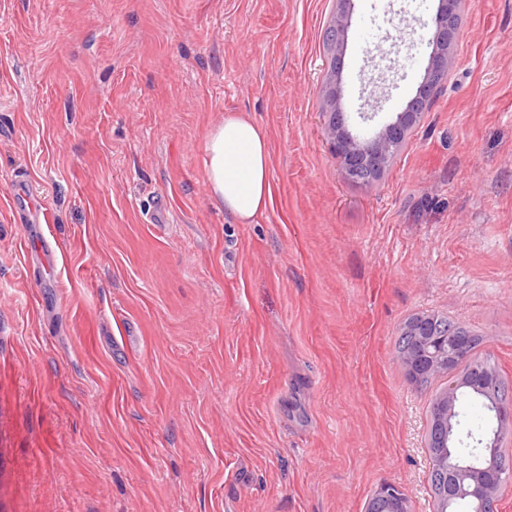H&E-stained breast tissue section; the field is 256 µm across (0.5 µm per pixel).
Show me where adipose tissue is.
<instances>
[{
    "instance_id": "adipose-tissue-1",
    "label": "adipose tissue",
    "mask_w": 512,
    "mask_h": 512,
    "mask_svg": "<svg viewBox=\"0 0 512 512\" xmlns=\"http://www.w3.org/2000/svg\"><path fill=\"white\" fill-rule=\"evenodd\" d=\"M206 178L213 198L239 224L254 223L273 203L271 155L264 130L230 112L206 137Z\"/></svg>"
}]
</instances>
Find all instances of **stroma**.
I'll use <instances>...</instances> for the list:
<instances>
[{
    "instance_id": "1",
    "label": "stroma",
    "mask_w": 512,
    "mask_h": 512,
    "mask_svg": "<svg viewBox=\"0 0 512 512\" xmlns=\"http://www.w3.org/2000/svg\"><path fill=\"white\" fill-rule=\"evenodd\" d=\"M437 7L351 0L352 133L415 94ZM339 8L0 0V512H365L384 483L435 512L431 402L460 373L416 385L395 342L448 318L512 383V0H468L454 65L370 186L325 134ZM228 112L270 144L253 224L206 179ZM19 180L51 223L14 222Z\"/></svg>"
}]
</instances>
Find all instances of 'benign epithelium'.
I'll list each match as a JSON object with an SVG mask.
<instances>
[{"label":"benign epithelium","mask_w":512,"mask_h":512,"mask_svg":"<svg viewBox=\"0 0 512 512\" xmlns=\"http://www.w3.org/2000/svg\"><path fill=\"white\" fill-rule=\"evenodd\" d=\"M466 0H440L439 10L432 20V36L429 42L433 46L429 66L424 82L417 94L409 99L396 119L387 124L370 139H362L353 135L343 119L340 101L333 92L326 94L329 108V121L325 132L331 142L333 151L340 161L341 171L345 178L359 182V177L368 174L370 178L361 182L365 185L376 181V176L383 173L389 162L406 142L413 127L420 121L429 100L432 98L438 75H447L448 67L453 62V45L459 38L456 17L461 15ZM351 18L349 10L340 9L331 20L330 50L341 53L347 41ZM417 336H426L428 340L422 350L407 360L408 369L415 374L423 369L426 362L432 360L433 354L448 355V335L428 336V332L419 329ZM435 353H430L429 348ZM457 385L448 386L445 399L439 412L438 447L442 448L439 461L452 477L448 492L436 498V512H453V500L470 496L475 507L473 512H494L498 491L501 487L497 476L493 473L495 463H490L485 474L481 475L472 466H464L456 461L449 452V439L459 423V411L456 406ZM381 499L383 512H409L407 497L393 484L385 483L377 490Z\"/></svg>","instance_id":"benign-epithelium-1"}]
</instances>
